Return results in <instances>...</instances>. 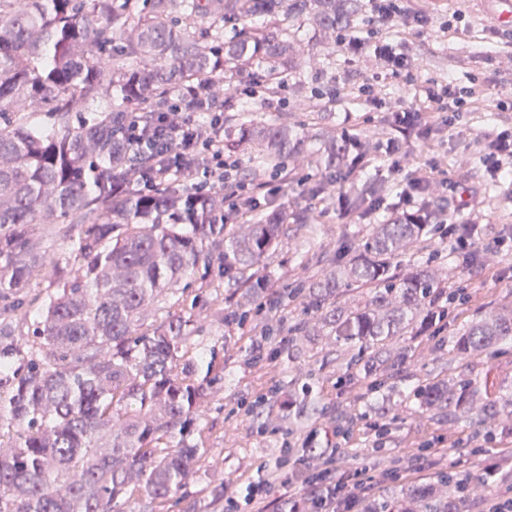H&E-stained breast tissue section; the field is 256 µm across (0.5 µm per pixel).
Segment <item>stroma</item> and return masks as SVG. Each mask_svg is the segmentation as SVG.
I'll return each instance as SVG.
<instances>
[{"instance_id": "stroma-1", "label": "stroma", "mask_w": 512, "mask_h": 512, "mask_svg": "<svg viewBox=\"0 0 512 512\" xmlns=\"http://www.w3.org/2000/svg\"><path fill=\"white\" fill-rule=\"evenodd\" d=\"M466 14L467 31L458 39L445 42L433 32L413 36L411 50L417 56L416 67L422 77L444 76L459 88L493 77L497 68L495 46L512 37V22L498 23L484 0H468ZM309 48L317 57L316 65L295 74L292 82L296 91L286 92L274 105L275 110L294 114L302 130H382L387 126L391 106L412 97L413 90L401 75L384 84L379 102H355L343 96L341 90L344 84L365 80L358 58L334 43L326 45L314 40ZM457 57L466 58L465 68H451V60ZM310 96L324 99L322 112L303 110V100ZM444 120V114H437L434 125L439 132L429 143H422L411 134L401 136L403 149L409 155L402 170H394L391 159L380 153L363 175L385 179L389 185L386 200L394 203L401 192L409 190L415 168L439 160L446 178L439 194L453 206L454 218L477 219L486 228L487 240H494L503 225H512V190L493 188L479 161V148L487 134L512 121V114L465 112L449 128ZM238 139L235 133L225 137L224 149L238 160L239 179L260 183L261 188L255 193L258 200L271 195L282 206H303L307 200L300 195L302 187H325L320 224L310 230L289 225L287 235L263 264L262 272L273 291L284 294L295 287V275L304 261L340 238L357 246L369 223L356 216L346 220L341 217L345 199L355 183L350 174L305 169L298 173L299 185L288 188L271 170L253 168L246 151L238 147ZM489 262L495 275L476 280L465 273L449 279L450 288L467 290L469 301L451 308L447 328L433 327L426 337L408 340L415 366L397 380L385 383L381 393L365 398L344 383V354L337 351L335 337L320 335L319 314L308 300L284 306L273 323V337L264 342L250 328L224 326V315L254 309L258 301L246 289L217 279L215 272H206L205 277L218 280V287L201 291L191 287L181 294L159 297L146 311L145 324L156 325L169 316L188 318L182 355L202 365L212 360L224 367L223 379L208 391L204 418L188 434L189 441L201 444L202 456L181 491L178 504H167V512H224L227 500H243L248 483L261 479L280 457L285 438L301 441L314 429L319 433L317 446H326L342 409L349 416L353 438L336 454V470L340 473L369 463L370 442L360 422L366 415L389 424V450L395 455L417 450L431 437L444 434L453 436L459 445L458 450L449 452V465L459 464L460 449L475 445L482 446L487 456H495L498 444L488 437L485 424L420 412L408 396L418 380L447 370L457 375L483 374L489 382L512 386L511 354L494 359L480 357L465 368L448 364V347L460 323L478 309L512 300V250L490 253ZM300 323L306 324L308 335L294 333V325ZM307 381L312 382L321 408L312 422L290 423L279 408L269 404L260 414H253L255 401L271 387L292 395Z\"/></svg>"}]
</instances>
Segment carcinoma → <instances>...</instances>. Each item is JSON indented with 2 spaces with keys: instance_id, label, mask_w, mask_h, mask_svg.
<instances>
[{
  "instance_id": "1",
  "label": "carcinoma",
  "mask_w": 512,
  "mask_h": 512,
  "mask_svg": "<svg viewBox=\"0 0 512 512\" xmlns=\"http://www.w3.org/2000/svg\"><path fill=\"white\" fill-rule=\"evenodd\" d=\"M363 0H0V512H136L141 500L160 507L177 497L201 457L185 439L206 387L220 378L212 362L194 383L197 366L178 356L187 320L172 316L143 326L144 311L164 292L189 287L214 266L256 293L267 289L261 263L290 224H317L321 189L293 212L256 203L244 224L225 222L224 190L198 193L167 179L132 190L131 164L149 176L154 161L133 158L124 138L126 113L149 119L179 105L194 88L189 111L210 119L216 87L231 76L255 78L263 104L281 98L311 56L298 37L308 22L334 42L354 34ZM98 99L106 106L81 113ZM47 109L51 128L29 123ZM248 119L245 149L257 168L279 172L285 186L296 168H348L362 131L295 132L286 112L271 117L249 102L226 123ZM387 191L368 179L349 197L367 211ZM390 213L370 225L351 250L341 241L320 275L299 281L322 311L336 346L352 351L346 371L358 382L398 377L413 364L402 343L444 320L454 305L444 281L471 269L463 252L446 268L400 260L429 247L427 215ZM81 225L71 239L74 265L49 263L31 229ZM60 288L42 305L32 332L40 357L27 358L12 339L21 292L36 277ZM355 292L349 305L343 296ZM512 345V301L481 310L456 330L448 362L492 357ZM416 408L489 426L512 423V389L478 375L428 377L412 392ZM463 494L492 499L485 487L455 471L412 482L397 493L368 496L365 512H455Z\"/></svg>"
}]
</instances>
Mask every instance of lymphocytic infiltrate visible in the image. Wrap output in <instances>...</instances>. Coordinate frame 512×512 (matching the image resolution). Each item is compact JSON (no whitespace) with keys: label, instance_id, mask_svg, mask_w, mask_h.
I'll return each instance as SVG.
<instances>
[{"label":"lymphocytic infiltrate","instance_id":"obj_1","mask_svg":"<svg viewBox=\"0 0 512 512\" xmlns=\"http://www.w3.org/2000/svg\"><path fill=\"white\" fill-rule=\"evenodd\" d=\"M411 0H369L371 20L380 29V38L370 52H363L357 37L341 39V46L360 55L367 70L373 72V80L354 83L349 95L361 102L376 100L381 90L383 74H400L413 70L414 61L404 52L412 34L431 30L441 39L459 37L466 13L456 10L451 20L438 22L423 11L411 12ZM498 76L493 80L472 83L471 86L455 89L448 82L424 80L414 82L411 102L401 103L392 111L394 126L407 134L417 128L418 121L430 117L431 113L444 112L448 108L456 111L474 109L484 112L504 111L500 97L502 83L512 78V42L501 43L496 51ZM126 141L134 154H155L159 149L182 155L193 152L197 163L181 167V175L193 180L197 191L210 187L227 188L229 200L241 198L247 186L232 179L224 157V129L220 113H213L208 124L195 123L181 110L159 113L152 126L142 125L138 118H131ZM481 163L488 175L494 179L512 177V127L492 133L485 138V149ZM448 458L445 437L433 438L425 444L414 461L395 457L380 476H372L368 468L352 471L349 475H337L333 458L314 463L311 456L301 455L291 465H277L270 479L249 484L245 497L252 512H267L272 493H280L288 501V512H356L360 497L377 490L380 481H397L422 476L443 466Z\"/></svg>","mask_w":512,"mask_h":512}]
</instances>
